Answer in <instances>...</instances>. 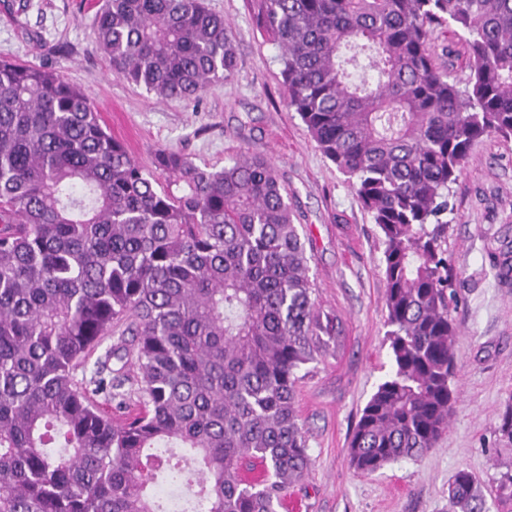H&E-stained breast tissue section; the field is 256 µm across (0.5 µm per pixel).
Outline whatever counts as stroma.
<instances>
[{
    "label": "stroma",
    "mask_w": 512,
    "mask_h": 512,
    "mask_svg": "<svg viewBox=\"0 0 512 512\" xmlns=\"http://www.w3.org/2000/svg\"><path fill=\"white\" fill-rule=\"evenodd\" d=\"M95 4L0 0V58L63 70L104 106L102 122L142 162L165 147L217 168L239 153L270 159L298 215L318 302L342 320L338 343L307 364L298 383L312 464L288 495L301 512H448V483L461 469L477 478L485 512H502L496 480L512 470V444L496 428L512 405V283L498 281L489 255L512 246V139L476 141L450 191L460 394L448 432L419 459L362 474L349 463L348 443L392 370L379 229L288 109L278 47L256 30L248 0H207L236 39L237 73L201 102L165 100L113 76L94 51Z\"/></svg>",
    "instance_id": "obj_1"
}]
</instances>
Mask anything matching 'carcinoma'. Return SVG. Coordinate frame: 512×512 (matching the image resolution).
Masks as SVG:
<instances>
[{"mask_svg": "<svg viewBox=\"0 0 512 512\" xmlns=\"http://www.w3.org/2000/svg\"><path fill=\"white\" fill-rule=\"evenodd\" d=\"M250 2L288 109L381 234L393 370L348 445L374 473L432 451L454 412L450 189L478 139L512 138V0ZM439 26L470 48L462 87ZM93 33L162 99L236 73L206 0H102ZM361 55L371 81L352 79ZM492 265L512 279L511 253ZM314 293L271 161L146 165L60 71L0 59V512H278L311 464L299 371L339 328ZM496 491L512 508L511 472ZM448 503L484 512L470 471Z\"/></svg>", "mask_w": 512, "mask_h": 512, "instance_id": "cac0c4a2", "label": "carcinoma"}]
</instances>
